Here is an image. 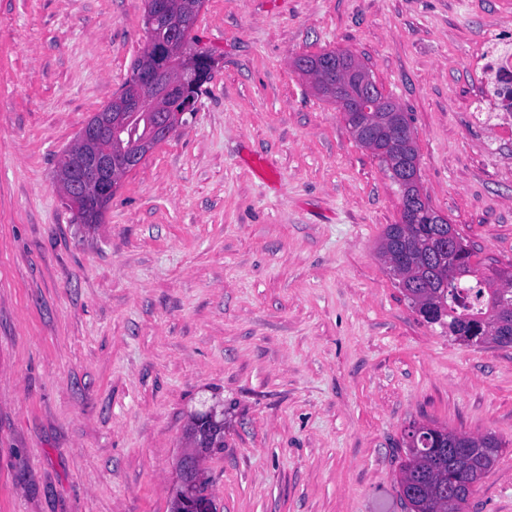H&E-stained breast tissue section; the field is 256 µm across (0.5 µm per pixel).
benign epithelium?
I'll return each instance as SVG.
<instances>
[{
  "instance_id": "7a95c632",
  "label": "benign epithelium",
  "mask_w": 512,
  "mask_h": 512,
  "mask_svg": "<svg viewBox=\"0 0 512 512\" xmlns=\"http://www.w3.org/2000/svg\"><path fill=\"white\" fill-rule=\"evenodd\" d=\"M203 6L204 0H194L189 10L181 14L174 0H147L155 29L151 30L153 36L149 38L141 67L123 93L113 97L103 111L92 115L71 149L58 159V186L73 210H79L89 195L109 204L127 169L140 165L156 146L185 125V115H194L199 92L209 74L202 71L197 60L184 54V44ZM331 63L335 67L329 76L323 61H311L305 56L293 60L295 70L312 89L336 104L356 140L369 144L368 119L374 112L385 111L387 102L380 96L367 68L354 55L338 53ZM143 112L152 118L149 132L135 141L129 128ZM401 114L403 109L395 104L387 117L395 145L386 159L390 172H398L402 190L400 223L415 224L419 214L428 210V203L421 192L417 162L409 164L402 155V141L408 135V127L396 120ZM107 130L113 131L116 158L94 149L100 135ZM178 486L190 489L185 499L190 512H211L209 499L198 492V470L189 458L181 461Z\"/></svg>"
}]
</instances>
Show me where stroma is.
<instances>
[{
  "mask_svg": "<svg viewBox=\"0 0 512 512\" xmlns=\"http://www.w3.org/2000/svg\"><path fill=\"white\" fill-rule=\"evenodd\" d=\"M142 0H0V512H170L191 416L218 512H405L403 435L501 443L462 512H512V346L423 321L380 258L401 198L293 57L344 50L414 130L423 193L512 264V115L475 61L512 0H205L197 114L100 224L60 154L131 77ZM265 157V185L244 166ZM208 434V441L204 440V434ZM189 434L195 437L197 448L223 449L224 448V422L218 420L212 411L197 413L193 416Z\"/></svg>",
  "mask_w": 512,
  "mask_h": 512,
  "instance_id": "stroma-1",
  "label": "stroma"
}]
</instances>
